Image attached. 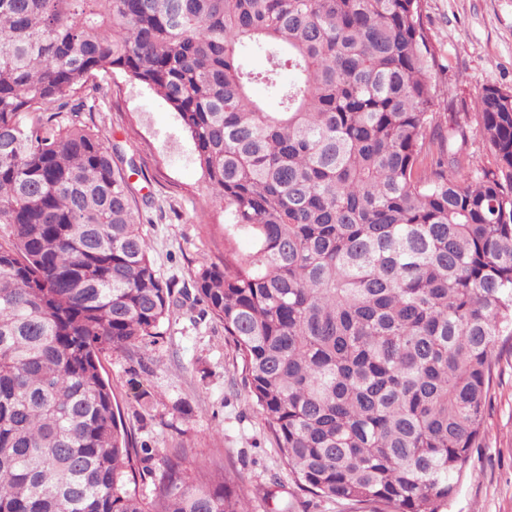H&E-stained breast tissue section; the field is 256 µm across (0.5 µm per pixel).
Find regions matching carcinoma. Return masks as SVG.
Returning <instances> with one entry per match:
<instances>
[{
	"label": "carcinoma",
	"instance_id": "1",
	"mask_svg": "<svg viewBox=\"0 0 512 512\" xmlns=\"http://www.w3.org/2000/svg\"><path fill=\"white\" fill-rule=\"evenodd\" d=\"M433 66L421 0H0V512H249L171 458L153 507L130 488L148 449L100 357L157 342L174 300L133 162L79 120L100 72L179 115L253 240L196 291L295 482L442 512L512 340V91L484 87L491 161L458 177L467 127L434 111Z\"/></svg>",
	"mask_w": 512,
	"mask_h": 512
}]
</instances>
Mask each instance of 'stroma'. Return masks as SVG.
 <instances>
[{
	"mask_svg": "<svg viewBox=\"0 0 512 512\" xmlns=\"http://www.w3.org/2000/svg\"><path fill=\"white\" fill-rule=\"evenodd\" d=\"M437 112L471 128L465 149L484 156L475 135L479 97L489 83L512 90V0H422ZM82 122L133 161L131 195L141 209L150 259L173 288L175 304L159 342L142 352H109L102 373L128 434L151 450L136 492L155 496L164 457L180 455L187 479L200 468L222 472L250 512H380L312 496L293 481L265 421L247 395L240 360L223 328L196 299L202 265L222 263L225 248L249 252L244 235L225 236L224 209L202 192L195 145L180 118L148 88L120 73H99ZM154 395L143 407L138 393ZM487 434L473 449L447 512H512V342L503 344L487 404Z\"/></svg>",
	"mask_w": 512,
	"mask_h": 512,
	"instance_id": "obj_1",
	"label": "stroma"
}]
</instances>
